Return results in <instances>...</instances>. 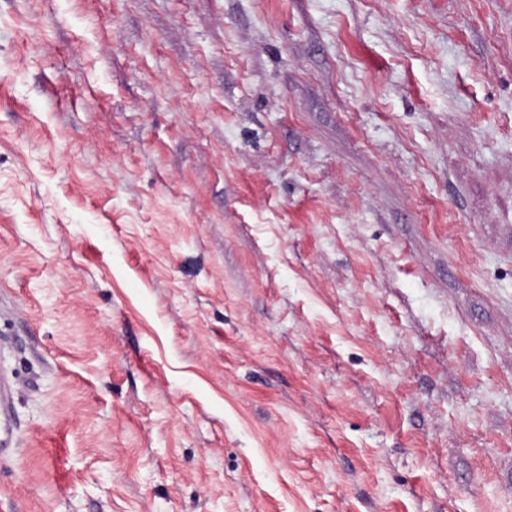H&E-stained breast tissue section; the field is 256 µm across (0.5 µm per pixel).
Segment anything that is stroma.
Listing matches in <instances>:
<instances>
[{
    "mask_svg": "<svg viewBox=\"0 0 512 512\" xmlns=\"http://www.w3.org/2000/svg\"><path fill=\"white\" fill-rule=\"evenodd\" d=\"M0 512H512V0H0Z\"/></svg>",
    "mask_w": 512,
    "mask_h": 512,
    "instance_id": "stroma-1",
    "label": "stroma"
}]
</instances>
